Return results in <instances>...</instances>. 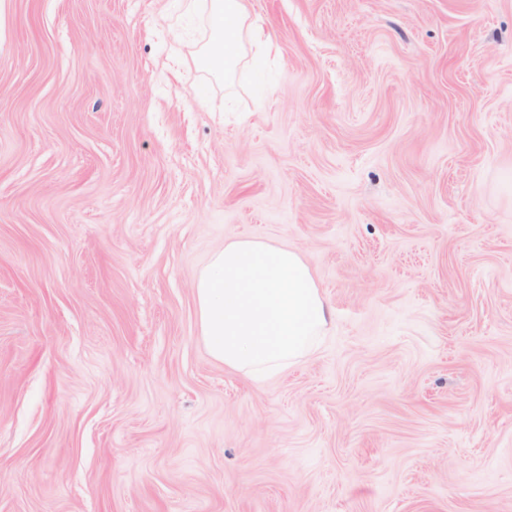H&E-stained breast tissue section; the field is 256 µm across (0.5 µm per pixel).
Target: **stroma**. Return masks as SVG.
Returning <instances> with one entry per match:
<instances>
[{
	"instance_id": "stroma-1",
	"label": "stroma",
	"mask_w": 512,
	"mask_h": 512,
	"mask_svg": "<svg viewBox=\"0 0 512 512\" xmlns=\"http://www.w3.org/2000/svg\"><path fill=\"white\" fill-rule=\"evenodd\" d=\"M11 0L0 512H512V0ZM288 245L335 310L255 379L194 284ZM191 14L206 12L212 32L214 52L203 51L193 58L210 70H224L230 79L250 53L262 55L275 46L273 32L265 20L252 15L248 0H183ZM221 50V52H220Z\"/></svg>"
}]
</instances>
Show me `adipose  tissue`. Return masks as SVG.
Instances as JSON below:
<instances>
[{
	"label": "adipose tissue",
	"instance_id": "adipose-tissue-1",
	"mask_svg": "<svg viewBox=\"0 0 512 512\" xmlns=\"http://www.w3.org/2000/svg\"><path fill=\"white\" fill-rule=\"evenodd\" d=\"M206 15L213 51L198 59L232 77L248 55L274 45L265 20L248 0H183ZM200 332L225 367L263 378L310 354L320 343L331 309L304 257L287 245L255 238L225 241L195 282Z\"/></svg>",
	"mask_w": 512,
	"mask_h": 512
}]
</instances>
